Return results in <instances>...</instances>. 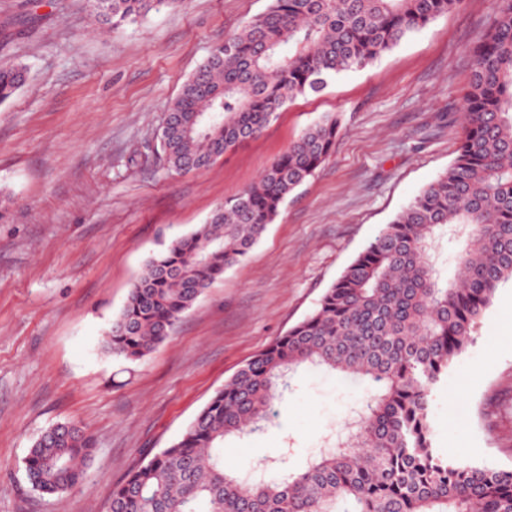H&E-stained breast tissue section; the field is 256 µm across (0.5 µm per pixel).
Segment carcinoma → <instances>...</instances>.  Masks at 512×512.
Instances as JSON below:
<instances>
[{
    "mask_svg": "<svg viewBox=\"0 0 512 512\" xmlns=\"http://www.w3.org/2000/svg\"><path fill=\"white\" fill-rule=\"evenodd\" d=\"M176 0H86L110 30ZM464 0H271L184 81L160 133L175 173L205 169L258 138L288 103L319 94ZM448 169L423 188L342 271L315 308L248 360L181 436L131 469L106 512H512V466L491 468L435 448L433 389L468 348L498 288L512 281V0H498L472 47ZM22 63L0 68V105L24 86ZM338 117L308 127L257 181L203 224L151 254L105 333L103 350L139 361L224 271L240 263L282 207L333 154ZM459 242L453 279L438 269L444 235ZM302 366L356 376L368 392L348 443L276 477L224 470V440L260 432ZM96 448L59 423L24 459L27 481L60 498L84 481Z\"/></svg>",
    "mask_w": 512,
    "mask_h": 512,
    "instance_id": "cac0c4a2",
    "label": "carcinoma"
}]
</instances>
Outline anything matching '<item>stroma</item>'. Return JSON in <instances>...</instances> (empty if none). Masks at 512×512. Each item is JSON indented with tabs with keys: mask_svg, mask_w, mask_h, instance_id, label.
<instances>
[{
	"mask_svg": "<svg viewBox=\"0 0 512 512\" xmlns=\"http://www.w3.org/2000/svg\"><path fill=\"white\" fill-rule=\"evenodd\" d=\"M270 0H176L139 24L96 26L83 0H0V67L29 76L0 106V512H103L113 486L180 437L214 392L315 306L379 230L456 156L471 46L497 0H465L366 67L290 102L257 140L185 174L158 134L182 83ZM341 119L336 149L261 241L151 354H106L104 332L146 259L254 182L309 126ZM366 395L303 366L268 427L224 442L246 471L277 449L298 470L345 438ZM436 448L512 465V282L433 393ZM61 422L97 440L85 483L58 500L30 488L23 460Z\"/></svg>",
	"mask_w": 512,
	"mask_h": 512,
	"instance_id": "1",
	"label": "stroma"
}]
</instances>
